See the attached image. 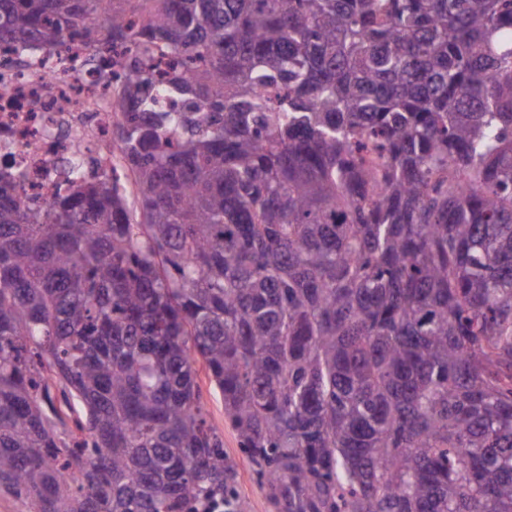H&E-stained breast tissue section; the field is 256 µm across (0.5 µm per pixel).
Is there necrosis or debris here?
<instances>
[{"instance_id":"4bbe7bcc","label":"necrosis or debris","mask_w":512,"mask_h":512,"mask_svg":"<svg viewBox=\"0 0 512 512\" xmlns=\"http://www.w3.org/2000/svg\"><path fill=\"white\" fill-rule=\"evenodd\" d=\"M123 55L103 60L99 43L64 40L54 49L0 45V170L24 202L44 206L72 187L70 158L112 168V85Z\"/></svg>"}]
</instances>
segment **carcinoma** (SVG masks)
<instances>
[{
    "instance_id": "carcinoma-1",
    "label": "carcinoma",
    "mask_w": 512,
    "mask_h": 512,
    "mask_svg": "<svg viewBox=\"0 0 512 512\" xmlns=\"http://www.w3.org/2000/svg\"><path fill=\"white\" fill-rule=\"evenodd\" d=\"M99 20L120 173H0V497L224 504L202 370L275 512H512V0H0V42Z\"/></svg>"
}]
</instances>
